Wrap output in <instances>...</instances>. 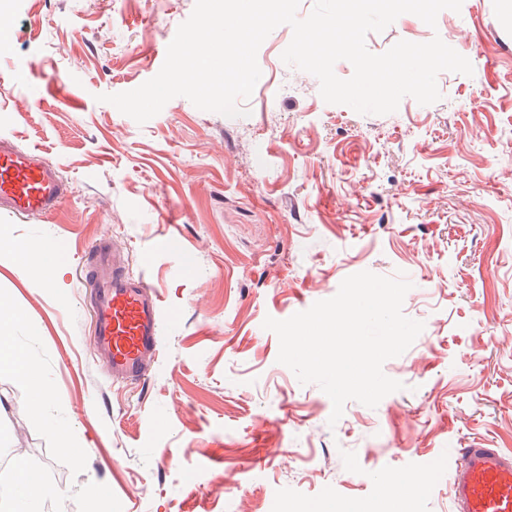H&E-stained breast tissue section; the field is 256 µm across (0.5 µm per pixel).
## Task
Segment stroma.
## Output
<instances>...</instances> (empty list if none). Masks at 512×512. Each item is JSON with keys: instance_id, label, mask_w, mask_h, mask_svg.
<instances>
[{"instance_id": "1", "label": "stroma", "mask_w": 512, "mask_h": 512, "mask_svg": "<svg viewBox=\"0 0 512 512\" xmlns=\"http://www.w3.org/2000/svg\"><path fill=\"white\" fill-rule=\"evenodd\" d=\"M195 0H0V137L39 148L69 194L42 219L0 214V297L16 348L51 388L0 368V449L30 448L50 491L6 512H309L373 501L386 475L443 460L417 512H453L456 449L512 451V0H463L436 27L403 15L375 54L440 37L472 75L441 72L439 101L362 115L286 65L282 25L257 53L245 117L171 99L140 124L104 94L161 69ZM79 99L71 108L47 84ZM159 294L161 354L112 383L91 344L81 267L100 239ZM59 247L37 286L21 248ZM404 272V314L424 329L384 373L401 391L370 408L331 399L278 363L265 318L333 297L344 278ZM48 250L56 253L55 259L51 261H43L41 259V262L36 269L39 276V283L43 286H50L54 284L63 267L59 250L56 248L44 247L42 252Z\"/></svg>"}]
</instances>
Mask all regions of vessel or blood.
<instances>
[{"label":"vessel or blood","mask_w":512,"mask_h":512,"mask_svg":"<svg viewBox=\"0 0 512 512\" xmlns=\"http://www.w3.org/2000/svg\"><path fill=\"white\" fill-rule=\"evenodd\" d=\"M66 193L57 167L40 150L0 139V211L47 217ZM85 268L95 352L114 382H140L160 354V300L145 277L127 273L117 246L100 243ZM448 487L456 512H512V452L461 449L448 467Z\"/></svg>","instance_id":"1"}]
</instances>
